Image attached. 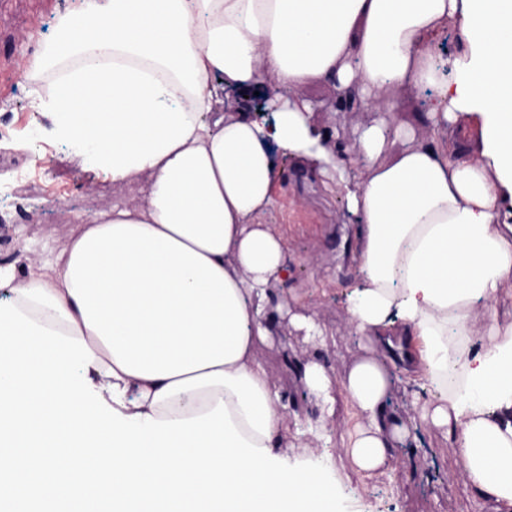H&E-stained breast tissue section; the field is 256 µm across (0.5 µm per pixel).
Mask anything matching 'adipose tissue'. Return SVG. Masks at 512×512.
I'll list each match as a JSON object with an SVG mask.
<instances>
[{
	"label": "adipose tissue",
	"mask_w": 512,
	"mask_h": 512,
	"mask_svg": "<svg viewBox=\"0 0 512 512\" xmlns=\"http://www.w3.org/2000/svg\"><path fill=\"white\" fill-rule=\"evenodd\" d=\"M452 21L463 45L442 60ZM68 58L33 108L113 185L143 187L70 212L78 233L0 304V512H333L335 482L283 451L255 353L290 273L264 221L282 155L359 223L346 319L364 353L334 380L301 369L322 405L349 404L345 455L369 474L401 441L400 365L439 390L419 418L460 477L512 512V0H80L22 71ZM323 82L377 114L361 176L298 95ZM270 84L264 110H225L227 91ZM398 89L425 97L415 124L393 122Z\"/></svg>",
	"instance_id": "adipose-tissue-1"
}]
</instances>
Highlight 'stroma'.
I'll return each mask as SVG.
<instances>
[{"mask_svg": "<svg viewBox=\"0 0 512 512\" xmlns=\"http://www.w3.org/2000/svg\"><path fill=\"white\" fill-rule=\"evenodd\" d=\"M74 6V0H0V267L14 270L0 280L4 303L26 267L52 262L75 232V225L58 223L59 213L93 214L137 193L133 185L113 186L111 176L93 168L85 154L52 138L50 115L30 106L31 89H47L53 73L39 71L25 79L20 65L55 39L60 16ZM302 95L314 106L312 123L339 133L348 172L360 174L354 148L374 112L340 107L328 84L308 87ZM279 168L278 204L266 222L285 237L293 274L289 282L270 286L284 310L276 314L270 335L258 342L257 357L284 396L289 462L324 469L341 488L337 512H480L473 491L457 474L445 434L417 419L434 389L403 371L395 373L388 405L404 420L407 436L389 463L368 475L355 472L348 458L326 455V448L345 446L355 420L344 400L330 410L316 404L300 368L317 360L333 379L362 353L344 306L359 277L351 257L357 224L344 198L308 163L283 159ZM294 313L316 318L325 336L313 339L295 329Z\"/></svg>", "mask_w": 512, "mask_h": 512, "instance_id": "1", "label": "stroma"}]
</instances>
